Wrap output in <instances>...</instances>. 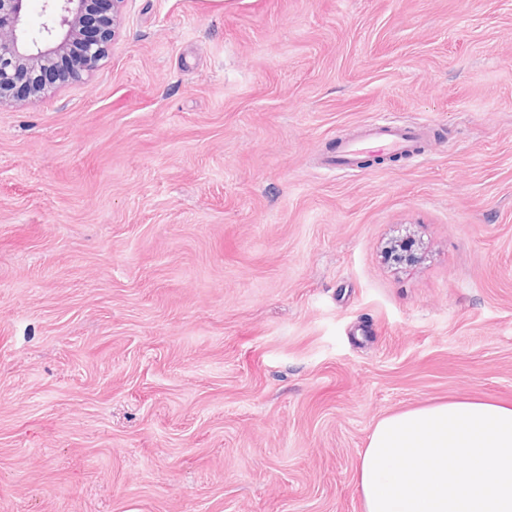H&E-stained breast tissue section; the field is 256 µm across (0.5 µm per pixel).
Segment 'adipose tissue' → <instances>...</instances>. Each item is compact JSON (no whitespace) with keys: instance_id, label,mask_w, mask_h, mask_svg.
Masks as SVG:
<instances>
[{"instance_id":"ef3b65f1","label":"adipose tissue","mask_w":512,"mask_h":512,"mask_svg":"<svg viewBox=\"0 0 512 512\" xmlns=\"http://www.w3.org/2000/svg\"><path fill=\"white\" fill-rule=\"evenodd\" d=\"M357 487L363 512H512V404L458 398L381 418Z\"/></svg>"}]
</instances>
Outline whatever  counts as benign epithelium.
<instances>
[{"label":"benign epithelium","mask_w":512,"mask_h":512,"mask_svg":"<svg viewBox=\"0 0 512 512\" xmlns=\"http://www.w3.org/2000/svg\"><path fill=\"white\" fill-rule=\"evenodd\" d=\"M26 0H0V107L42 98L56 57L81 45L72 78L98 71L108 57L125 0H45L50 20L31 38L23 22Z\"/></svg>","instance_id":"obj_1"}]
</instances>
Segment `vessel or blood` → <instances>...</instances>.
<instances>
[{"instance_id":"1","label":"vessel or blood","mask_w":512,"mask_h":512,"mask_svg":"<svg viewBox=\"0 0 512 512\" xmlns=\"http://www.w3.org/2000/svg\"><path fill=\"white\" fill-rule=\"evenodd\" d=\"M423 129L406 123L376 121L366 124L361 133L342 139L333 155L322 161L326 169H349L372 155H413L418 153Z\"/></svg>"}]
</instances>
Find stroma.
<instances>
[{
  "mask_svg": "<svg viewBox=\"0 0 512 512\" xmlns=\"http://www.w3.org/2000/svg\"><path fill=\"white\" fill-rule=\"evenodd\" d=\"M379 119L425 151L321 168ZM469 397L512 403V0H127L0 110V512H363L375 423Z\"/></svg>",
  "mask_w": 512,
  "mask_h": 512,
  "instance_id": "stroma-1",
  "label": "stroma"
}]
</instances>
